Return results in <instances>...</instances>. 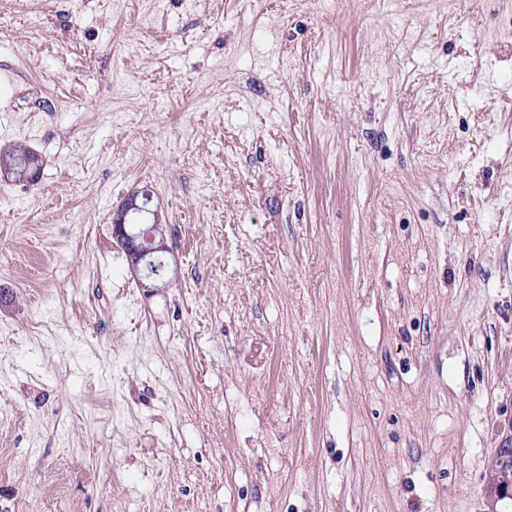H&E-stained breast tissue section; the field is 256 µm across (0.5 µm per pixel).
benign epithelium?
Here are the masks:
<instances>
[{
    "label": "benign epithelium",
    "instance_id": "7a95c632",
    "mask_svg": "<svg viewBox=\"0 0 512 512\" xmlns=\"http://www.w3.org/2000/svg\"><path fill=\"white\" fill-rule=\"evenodd\" d=\"M141 209V197L134 193L127 198L112 219V236L130 255L129 269L138 280H150L146 273L148 258L153 255L171 253L165 234L155 225L145 224L137 230L130 228L127 217L134 210ZM491 465L499 468L512 467V439L496 449Z\"/></svg>",
    "mask_w": 512,
    "mask_h": 512
}]
</instances>
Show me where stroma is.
Wrapping results in <instances>:
<instances>
[{
	"label": "stroma",
	"instance_id": "obj_1",
	"mask_svg": "<svg viewBox=\"0 0 512 512\" xmlns=\"http://www.w3.org/2000/svg\"><path fill=\"white\" fill-rule=\"evenodd\" d=\"M0 0V512H488L512 0ZM149 191L174 270L129 271ZM2 167L10 171L2 170L0 172L1 181H10L12 173L14 182H25L34 186L38 184L40 176L33 173L41 171L42 161L39 154L32 147L23 143H14L0 149V169ZM134 193L127 198L124 204L119 208L112 219V236L116 241L124 247L126 253L130 255L129 269L134 276L142 282L147 280L153 286L148 288H163L169 283V278L163 281H154L150 278V274L146 273L148 258L156 255H164L171 253V248L167 243L165 234L160 233L155 225L158 224V213L152 211V222L142 225L138 230H133L127 224V217L133 210L142 209V195ZM140 201V202H139ZM125 253V254H126ZM161 284V285H159Z\"/></svg>",
	"mask_w": 512,
	"mask_h": 512
}]
</instances>
